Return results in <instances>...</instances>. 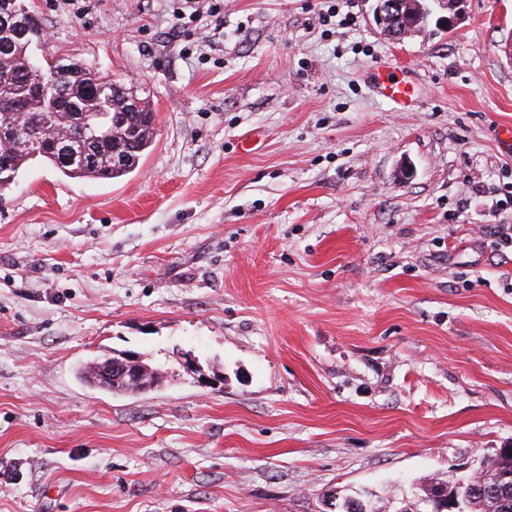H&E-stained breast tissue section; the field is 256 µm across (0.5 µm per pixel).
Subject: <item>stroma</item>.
Segmentation results:
<instances>
[{"label": "stroma", "instance_id": "35a3bbf8", "mask_svg": "<svg viewBox=\"0 0 512 512\" xmlns=\"http://www.w3.org/2000/svg\"><path fill=\"white\" fill-rule=\"evenodd\" d=\"M25 3L33 54L138 83L157 137L120 180L33 164L0 192V512H324L512 448V0L452 28L431 0L399 41L373 0L347 25L329 0ZM386 60L411 111L365 78ZM125 352L164 386L78 378ZM181 363L183 366L187 369L188 372L195 371L197 377V382L202 386L206 388H212L216 389L219 388L220 384L223 383L224 379H222L219 376L213 375L209 376L205 374L202 369L199 366V363L195 356H193L191 353H182V356L180 357Z\"/></svg>", "mask_w": 512, "mask_h": 512}]
</instances>
